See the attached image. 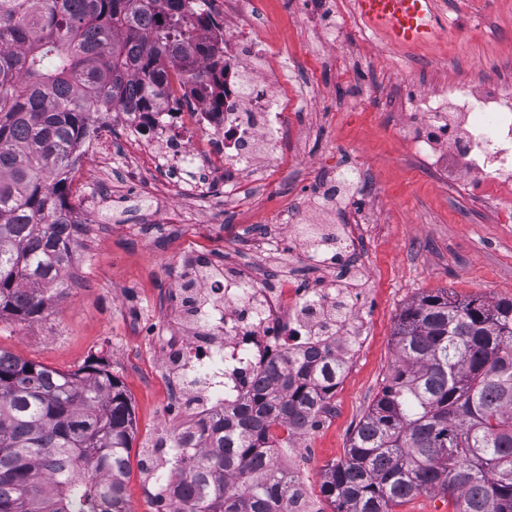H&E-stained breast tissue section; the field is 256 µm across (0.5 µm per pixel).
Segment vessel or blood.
Segmentation results:
<instances>
[{"instance_id":"b4317fda","label":"vessel or blood","mask_w":512,"mask_h":512,"mask_svg":"<svg viewBox=\"0 0 512 512\" xmlns=\"http://www.w3.org/2000/svg\"><path fill=\"white\" fill-rule=\"evenodd\" d=\"M365 25L396 47L435 41L442 25L435 0H354Z\"/></svg>"}]
</instances>
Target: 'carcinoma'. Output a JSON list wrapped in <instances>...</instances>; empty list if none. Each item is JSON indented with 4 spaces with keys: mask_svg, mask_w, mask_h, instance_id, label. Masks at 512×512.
I'll return each mask as SVG.
<instances>
[{
    "mask_svg": "<svg viewBox=\"0 0 512 512\" xmlns=\"http://www.w3.org/2000/svg\"><path fill=\"white\" fill-rule=\"evenodd\" d=\"M171 0H0V317L50 311L72 260L75 145L109 99L155 108L170 73L206 82L218 49ZM397 361L321 492L334 512H393L442 493L454 512H512V298L421 296ZM287 350L239 405L173 437L170 512H293L276 456L319 425L346 374ZM288 426L274 441L272 430ZM133 414L99 362L61 372L0 349V512H125Z\"/></svg>",
    "mask_w": 512,
    "mask_h": 512,
    "instance_id": "obj_1",
    "label": "carcinoma"
}]
</instances>
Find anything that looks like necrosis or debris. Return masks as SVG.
<instances>
[{
  "mask_svg": "<svg viewBox=\"0 0 512 512\" xmlns=\"http://www.w3.org/2000/svg\"><path fill=\"white\" fill-rule=\"evenodd\" d=\"M244 2L194 0L196 11L211 17L224 43L222 107L188 83L161 88L157 111L123 116L129 137L122 151L130 162L206 168L232 202L249 196L258 166L284 160L285 144L275 131L287 123L290 102L278 53L257 22L239 20ZM231 17L238 18V26H227ZM407 97L415 151L433 169L489 183L496 206L512 221V94L498 86L452 83L431 96L412 85ZM190 104L195 111L189 116L185 108ZM203 140L209 145L206 158L196 149ZM361 209L356 202L340 213L341 243L314 245L316 224L290 225L289 236L323 268L339 270L357 257ZM197 288L198 299L180 311L185 380L170 387L172 410L194 423L238 401L283 349L302 353L329 345L348 358L365 341L370 298L365 288L323 284L284 292L236 268L201 276Z\"/></svg>",
  "mask_w": 512,
  "mask_h": 512,
  "instance_id": "obj_1",
  "label": "necrosis or debris"
}]
</instances>
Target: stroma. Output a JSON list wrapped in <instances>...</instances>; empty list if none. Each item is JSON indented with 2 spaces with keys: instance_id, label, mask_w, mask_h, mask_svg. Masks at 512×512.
<instances>
[{
  "instance_id": "stroma-1",
  "label": "stroma",
  "mask_w": 512,
  "mask_h": 512,
  "mask_svg": "<svg viewBox=\"0 0 512 512\" xmlns=\"http://www.w3.org/2000/svg\"><path fill=\"white\" fill-rule=\"evenodd\" d=\"M436 2L442 35L406 49L376 34L362 40L357 22L334 40L302 0L246 5L264 23L270 46L287 57L294 90L304 98L281 132L288 142L301 137L302 148L265 169L255 203L228 206L216 184L198 203L176 191L192 173L172 166L146 173L116 164L107 172L94 161L75 172L67 204L80 222V245L63 278L65 295L37 320L0 317V348L62 372L99 359L122 382L134 423L129 512H158L149 481L169 465L164 385L174 376L158 359L182 348L174 314L185 299L176 288L188 272L185 255H207L211 270H220L231 255L247 259L250 240L280 238L286 215L335 223L350 188L334 197L325 189L345 173L372 203L360 249L363 285L373 296L368 337L320 426L297 438L301 452L288 461L308 477L322 512H333L321 494L326 471L343 460L351 432L395 364L393 332L402 310L440 289L460 299L512 297V223H502L498 207L478 200L470 183L431 176L401 134L407 83L429 92L451 81L512 85V0ZM159 189L171 190L182 222L153 215ZM285 272L306 286L323 274L300 250L261 274L272 284Z\"/></svg>"
}]
</instances>
